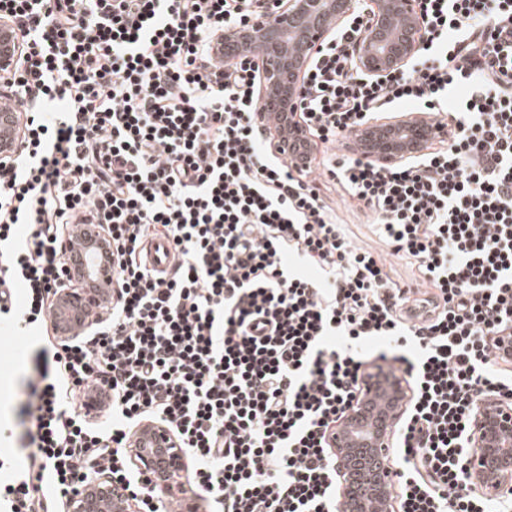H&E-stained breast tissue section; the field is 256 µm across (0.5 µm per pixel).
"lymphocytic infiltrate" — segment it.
<instances>
[{
    "label": "lymphocytic infiltrate",
    "instance_id": "f902f5d3",
    "mask_svg": "<svg viewBox=\"0 0 512 512\" xmlns=\"http://www.w3.org/2000/svg\"><path fill=\"white\" fill-rule=\"evenodd\" d=\"M273 5L0 0L21 48L0 94L26 117L0 165V316L47 329L75 221L100 225L115 276L105 319L19 382L25 457L0 512H59L99 474L169 512L128 452L148 420L188 449L204 512H339L330 438L372 363L412 385L391 512H512V492L458 487L477 402L512 406V0H422L427 45L383 83L355 68L362 17L338 27L296 104L323 146L314 172L266 139L257 58L214 45ZM405 103L449 114L448 144L384 166L337 153ZM335 198L379 249L343 232ZM149 240L172 245L171 271L147 265ZM89 383L111 396L97 422Z\"/></svg>",
    "mask_w": 512,
    "mask_h": 512
}]
</instances>
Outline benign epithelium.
<instances>
[{
  "label": "benign epithelium",
  "mask_w": 512,
  "mask_h": 512,
  "mask_svg": "<svg viewBox=\"0 0 512 512\" xmlns=\"http://www.w3.org/2000/svg\"><path fill=\"white\" fill-rule=\"evenodd\" d=\"M356 0H278L247 27H229L218 33L224 42V60L254 43L264 48L260 64L258 99L265 110L291 114L300 92L303 76L313 56L328 42L339 25L356 13ZM366 22L356 44L354 63L367 78L384 82L395 73L410 69L412 61L426 46L427 18L420 0H369ZM414 116L390 118L375 116L355 127L356 133L375 138L376 153L367 159L378 164L404 162L423 153L424 138L443 139L448 135L447 116L432 115L424 124L412 123ZM23 112L0 115V127L21 140L26 132ZM360 401L350 407L331 445L336 452V472L340 496L350 501L352 512H373L386 495V480L397 469L388 452L400 424L399 417L366 414L371 395L368 380L361 384ZM154 451L161 454L168 480L151 490L157 499L187 493L186 478L190 461L177 450L178 443L169 429L159 423ZM470 439L476 451L462 465L461 490L478 489L496 497L512 488V408L492 398L477 404L471 418ZM136 512L127 492L108 475L93 479L74 493L66 512Z\"/></svg>",
  "instance_id": "obj_1"
}]
</instances>
